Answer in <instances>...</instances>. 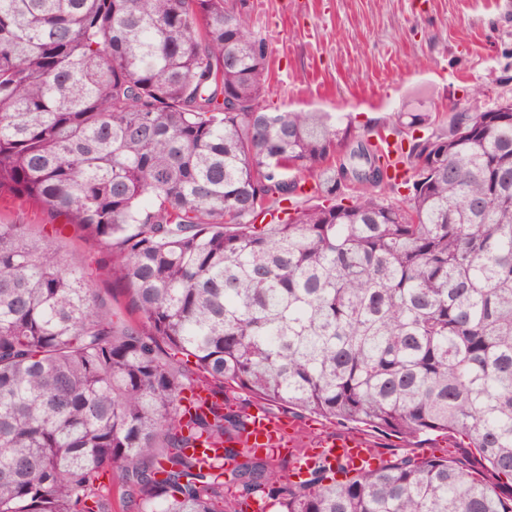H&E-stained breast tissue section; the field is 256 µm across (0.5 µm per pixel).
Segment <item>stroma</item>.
Masks as SVG:
<instances>
[{
	"mask_svg": "<svg viewBox=\"0 0 512 512\" xmlns=\"http://www.w3.org/2000/svg\"><path fill=\"white\" fill-rule=\"evenodd\" d=\"M250 30L271 49V111L352 118L357 138L422 107L446 117L478 82L482 102L512 96V0H248ZM53 242L66 267L96 268L100 254L74 227ZM383 456L405 452L480 465L456 433L408 446L377 434Z\"/></svg>",
	"mask_w": 512,
	"mask_h": 512,
	"instance_id": "1",
	"label": "stroma"
}]
</instances>
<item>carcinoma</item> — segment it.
Here are the masks:
<instances>
[{
	"mask_svg": "<svg viewBox=\"0 0 512 512\" xmlns=\"http://www.w3.org/2000/svg\"><path fill=\"white\" fill-rule=\"evenodd\" d=\"M244 8L0 0V194L82 230L130 316L0 224V512H512V112H409L355 147L254 112L271 51ZM200 389L222 398L185 422ZM243 394L456 432L498 485L410 454L293 481L243 444ZM201 438L236 446L201 461Z\"/></svg>",
	"mask_w": 512,
	"mask_h": 512,
	"instance_id": "cac0c4a2",
	"label": "carcinoma"
}]
</instances>
